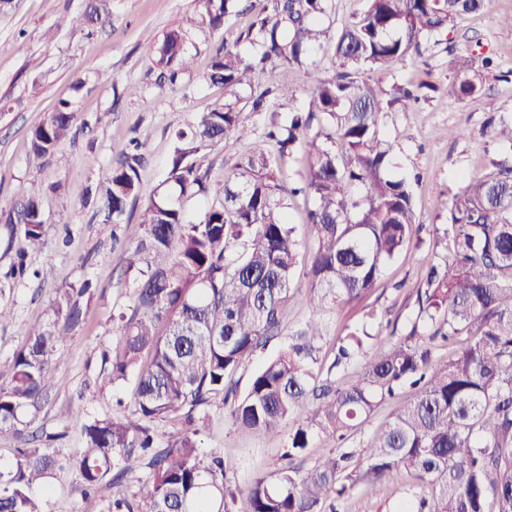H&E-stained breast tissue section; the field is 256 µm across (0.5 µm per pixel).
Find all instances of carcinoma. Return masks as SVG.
I'll use <instances>...</instances> for the list:
<instances>
[{
	"label": "carcinoma",
	"instance_id": "carcinoma-1",
	"mask_svg": "<svg viewBox=\"0 0 512 512\" xmlns=\"http://www.w3.org/2000/svg\"><path fill=\"white\" fill-rule=\"evenodd\" d=\"M242 2L253 12L246 39L256 54L245 57L222 42L214 48L207 80L224 86V107L176 132L165 188L133 231L113 235L136 287L131 313L112 317L121 340L110 380L133 384L134 410L83 424L84 447L71 459L48 448L17 449L15 462L0 469V512H46L34 489L69 465L101 512H336L350 491L404 476L415 491L395 512H512V155L491 161L452 202L438 203L448 224L430 243L435 260L407 334L394 340L383 326L364 323L336 338L332 359L323 355V314L366 296L391 259L419 246L411 184L388 174L391 143L380 120L395 106L408 111L420 96L396 85L386 98L364 74L420 54L423 39L480 11L484 0H368L333 37L330 76L310 51L328 36L323 19L332 0H194L214 29ZM185 43L177 20L161 41L149 40L172 78L190 66ZM283 68L309 72L308 111L284 123L272 118L264 137L278 157L244 155L222 198L187 219L184 202L208 189L193 156L239 139L238 90L252 87L258 73L274 85ZM483 76L470 59H458L448 97L478 93ZM75 117L61 102L31 132L34 156L56 155ZM487 129L512 145V120L492 118ZM141 146L113 162L100 187V209L114 224L136 200ZM297 149L304 173L287 187L274 166ZM298 195L312 202L303 288L293 279L300 241L288 222V201ZM8 222L23 225L28 246L41 244L39 198L21 201ZM300 296L310 317L239 392L234 375L282 335ZM53 307L69 322L80 318L67 292ZM27 336L10 382L0 386V436L20 433L21 413L38 409L56 385L60 337L48 326L31 327ZM454 345L452 358L436 357L438 347ZM338 375L349 382L336 385ZM406 388L413 396L365 447H350V433ZM219 404L232 424L255 435L289 426L275 479L256 477L241 491L221 452L200 450L198 436ZM161 424L176 434L161 440ZM316 436L333 447L302 472L294 461Z\"/></svg>",
	"mask_w": 512,
	"mask_h": 512
}]
</instances>
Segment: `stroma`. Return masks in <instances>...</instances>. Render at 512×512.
Masks as SVG:
<instances>
[{"mask_svg":"<svg viewBox=\"0 0 512 512\" xmlns=\"http://www.w3.org/2000/svg\"><path fill=\"white\" fill-rule=\"evenodd\" d=\"M90 2L12 0L0 12V303L13 314L0 324V384L7 381L28 328L50 323L61 338L51 401L24 414L28 426L22 437L0 438V466L5 467L14 462L15 449L28 445L74 453L83 445V422L111 414L113 398L130 393L128 385H111L108 374L118 341L112 314L130 305L135 276L120 262L113 224L97 210V190L132 139L146 137L138 196L126 211L127 219L137 221L167 177L176 132L195 115L224 105L223 88L206 79L214 47L223 43L244 54L253 51L244 38L251 22L247 12L227 16L218 32L200 18L192 0H107L103 23L92 32L66 26V19L81 14ZM511 13L512 0H485L478 13L458 18L439 43H426L421 55L392 71L371 73L372 86L385 90L396 82L436 86L414 110L391 112L381 121L383 132L394 140L392 175L413 182L415 222L424 245L388 262L363 303L328 313L331 336L345 335L370 308L397 336L406 334L417 311L424 266L432 259L428 244L447 222L438 201L452 200L469 177L485 172L490 158L512 151L511 144L482 132L491 115L512 116V80L501 77L512 69V29L502 23ZM174 19L186 32L193 64L169 82L146 39L162 38ZM459 56L493 57L497 69L485 74L479 93L454 100L443 88ZM131 85L136 88L132 94L127 91ZM62 101L71 102L77 116L70 140L59 148L64 161L33 160L30 132ZM307 106L297 95L291 100L272 95L267 112L243 110L240 140L206 146L195 155L197 166L208 173L209 191L185 201L187 216L196 217L221 197L241 156L269 150L262 133L271 113L284 117ZM453 128L459 136H450ZM30 194L41 199L45 218L36 251L24 250L21 225L7 221L16 203ZM20 263L32 270L52 267L53 276L44 282L13 276ZM87 281L94 293L77 297L81 320L67 325L55 317L51 303L59 292ZM210 415L201 442L205 449L223 451L239 485L275 471L286 433L253 436L233 427L219 406ZM47 484L46 512H100L97 502L83 497L75 472L55 473ZM407 492L401 481L361 487L339 510L394 512Z\"/></svg>","mask_w":512,"mask_h":512,"instance_id":"stroma-1","label":"stroma"}]
</instances>
